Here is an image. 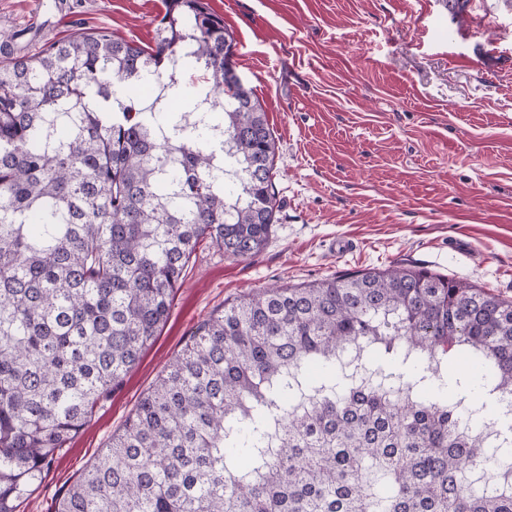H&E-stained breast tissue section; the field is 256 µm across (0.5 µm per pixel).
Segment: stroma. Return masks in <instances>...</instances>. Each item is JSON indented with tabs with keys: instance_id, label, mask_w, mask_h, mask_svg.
Instances as JSON below:
<instances>
[{
	"instance_id": "35a3bbf8",
	"label": "stroma",
	"mask_w": 512,
	"mask_h": 512,
	"mask_svg": "<svg viewBox=\"0 0 512 512\" xmlns=\"http://www.w3.org/2000/svg\"><path fill=\"white\" fill-rule=\"evenodd\" d=\"M278 150L265 249L200 241L169 318L19 512L54 503L121 431L196 328L251 291L414 267L512 297V14L443 0H209ZM163 0H0V32L106 28L151 44ZM348 247L336 251V242Z\"/></svg>"
}]
</instances>
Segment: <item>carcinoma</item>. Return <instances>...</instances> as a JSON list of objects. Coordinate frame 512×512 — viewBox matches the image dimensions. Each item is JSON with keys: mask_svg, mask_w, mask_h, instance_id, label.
<instances>
[{"mask_svg": "<svg viewBox=\"0 0 512 512\" xmlns=\"http://www.w3.org/2000/svg\"><path fill=\"white\" fill-rule=\"evenodd\" d=\"M19 37L0 33V512L140 362L199 241L255 257L278 208L275 137L206 0H165L146 46ZM176 59L207 74L188 110L135 82L182 97ZM458 353L512 392V299L415 268L240 296L55 512H512V440L448 380Z\"/></svg>", "mask_w": 512, "mask_h": 512, "instance_id": "cac0c4a2", "label": "carcinoma"}]
</instances>
